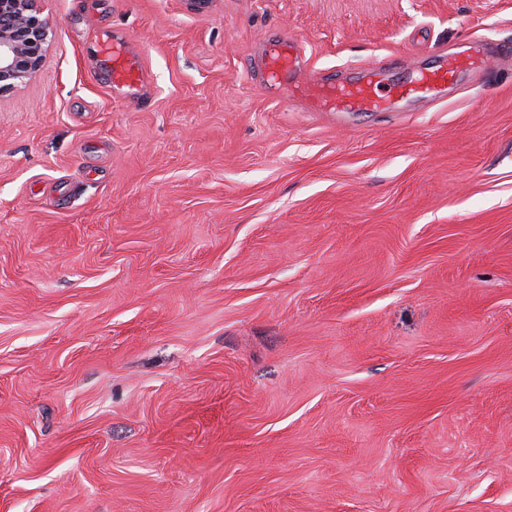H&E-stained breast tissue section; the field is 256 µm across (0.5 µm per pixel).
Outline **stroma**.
<instances>
[{
	"label": "stroma",
	"mask_w": 512,
	"mask_h": 512,
	"mask_svg": "<svg viewBox=\"0 0 512 512\" xmlns=\"http://www.w3.org/2000/svg\"><path fill=\"white\" fill-rule=\"evenodd\" d=\"M0 95V512H512V0H37ZM122 29L144 73L114 89ZM444 57L447 97L261 88ZM37 0H0V95L42 66L49 29ZM301 52L291 40L279 36L268 42L266 59L261 73L262 84L289 85V80L300 69ZM385 75L378 66L364 67L356 75L311 77L305 89L312 112H377L387 108L381 93Z\"/></svg>",
	"instance_id": "1"
}]
</instances>
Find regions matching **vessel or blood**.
I'll list each match as a JSON object with an SVG mask.
<instances>
[{
	"label": "vessel or blood",
	"instance_id": "obj_1",
	"mask_svg": "<svg viewBox=\"0 0 512 512\" xmlns=\"http://www.w3.org/2000/svg\"><path fill=\"white\" fill-rule=\"evenodd\" d=\"M112 62L110 81L117 88H132L141 84L143 73L138 62L128 55L125 39L112 33L100 45ZM301 52L291 40L279 36L269 41L263 64V85L288 84L300 68ZM458 67L457 58H449L445 64L420 74L416 80L398 84L396 93L407 97L418 92L443 94ZM385 75L377 66L362 68L356 75L333 77L322 75L310 78L305 95L307 104L314 112H377L386 109L389 98L381 88Z\"/></svg>",
	"mask_w": 512,
	"mask_h": 512
}]
</instances>
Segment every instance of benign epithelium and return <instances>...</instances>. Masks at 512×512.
I'll return each instance as SVG.
<instances>
[{"label": "benign epithelium", "mask_w": 512, "mask_h": 512, "mask_svg": "<svg viewBox=\"0 0 512 512\" xmlns=\"http://www.w3.org/2000/svg\"><path fill=\"white\" fill-rule=\"evenodd\" d=\"M37 0H0V95L42 66L49 29Z\"/></svg>", "instance_id": "7a95c632"}]
</instances>
